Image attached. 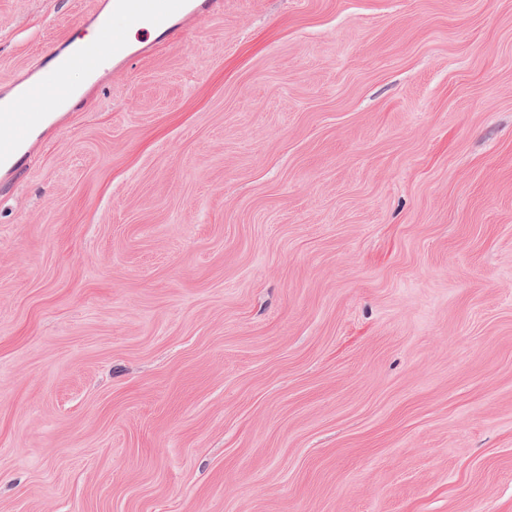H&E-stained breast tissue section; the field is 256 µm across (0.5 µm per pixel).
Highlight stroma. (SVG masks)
Returning a JSON list of instances; mask_svg holds the SVG:
<instances>
[{
	"mask_svg": "<svg viewBox=\"0 0 512 512\" xmlns=\"http://www.w3.org/2000/svg\"><path fill=\"white\" fill-rule=\"evenodd\" d=\"M0 512H512V0H224L42 128Z\"/></svg>",
	"mask_w": 512,
	"mask_h": 512,
	"instance_id": "obj_1",
	"label": "stroma"
}]
</instances>
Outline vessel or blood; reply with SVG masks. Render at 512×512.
<instances>
[{"instance_id": "b4317fda", "label": "vessel or blood", "mask_w": 512, "mask_h": 512, "mask_svg": "<svg viewBox=\"0 0 512 512\" xmlns=\"http://www.w3.org/2000/svg\"><path fill=\"white\" fill-rule=\"evenodd\" d=\"M223 9L224 0H112L110 7H95L85 16L86 25L97 33L93 42L70 38L57 42L0 91V170L8 175L17 171L37 130L64 107L82 103V96L67 81L72 71L91 74L107 64L120 68L150 54L151 43L134 46L130 27L169 39L187 19L213 16Z\"/></svg>"}]
</instances>
